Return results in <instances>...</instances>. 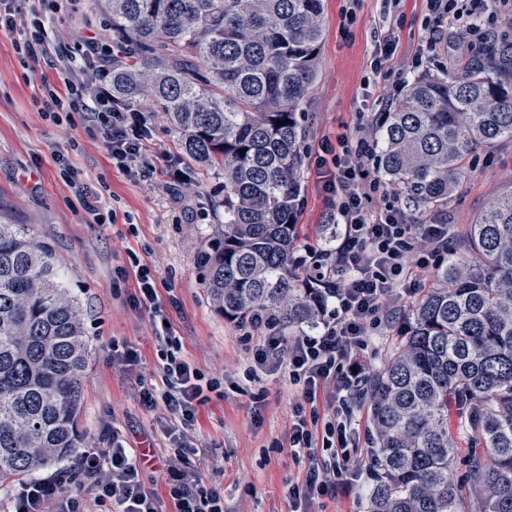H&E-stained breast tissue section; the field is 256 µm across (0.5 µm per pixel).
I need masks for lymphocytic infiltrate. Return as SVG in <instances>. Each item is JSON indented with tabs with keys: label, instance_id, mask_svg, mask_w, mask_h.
Here are the masks:
<instances>
[{
	"label": "lymphocytic infiltrate",
	"instance_id": "lymphocytic-infiltrate-1",
	"mask_svg": "<svg viewBox=\"0 0 512 512\" xmlns=\"http://www.w3.org/2000/svg\"><path fill=\"white\" fill-rule=\"evenodd\" d=\"M62 0H32L33 16L19 45L30 61L48 54L51 41L41 15L60 10ZM429 27L425 48L435 52L448 40L449 16L479 20L489 11V0H426ZM64 91H49L60 112L84 109L91 113L106 147L118 164L140 156L147 135L144 112L122 107L110 91L94 87L84 70L65 67L59 73ZM376 144L370 127L351 137L322 142L317 175L327 197L330 216L342 224L335 251H312L303 267L310 277L329 282L314 330L285 338L270 317L239 320L245 334L261 333L252 350L255 368L281 373L298 393L288 436V449L305 461L302 484L288 488L290 512H313L322 498H338L354 475L358 451L357 415L362 407L363 374L359 367L372 337L391 330L404 298L428 282L434 269L448 257L453 241L446 222L415 223L407 205L384 186L375 166ZM139 306L153 314L161 343L159 357L166 389L147 388V408L165 403L176 422L192 425L197 411L220 378L205 377L182 353L173 336L155 278L148 266H138ZM332 392L333 417L319 420L312 412L320 395ZM331 453L330 459L317 454ZM188 448H172L163 460L170 475L168 494L174 512H224V496L204 484ZM143 459L127 447L120 431H113L108 448H85L75 463L51 478H33L20 484L15 512H92L111 505L113 512H163L162 503L141 479Z\"/></svg>",
	"mask_w": 512,
	"mask_h": 512
}]
</instances>
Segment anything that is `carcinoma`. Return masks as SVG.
Listing matches in <instances>:
<instances>
[{
    "instance_id": "obj_1",
    "label": "carcinoma",
    "mask_w": 512,
    "mask_h": 512,
    "mask_svg": "<svg viewBox=\"0 0 512 512\" xmlns=\"http://www.w3.org/2000/svg\"><path fill=\"white\" fill-rule=\"evenodd\" d=\"M123 59L112 94L163 104L180 146L224 173V231L200 253L224 316L261 312L314 328L326 293L301 275L297 215L306 130L299 109L325 35L322 0H92ZM289 123L276 124V121ZM377 166L417 214L448 206L470 161L512 140V31L442 75L415 78L376 119ZM87 363L83 310L51 248L0 222V484L32 477L81 447ZM374 450L368 512H512V193L468 225L460 252L368 376ZM483 449L455 466L448 408Z\"/></svg>"
}]
</instances>
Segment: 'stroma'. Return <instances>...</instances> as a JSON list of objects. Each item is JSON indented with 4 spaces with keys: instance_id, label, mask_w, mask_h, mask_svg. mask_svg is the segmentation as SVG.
Instances as JSON below:
<instances>
[{
    "instance_id": "1",
    "label": "stroma",
    "mask_w": 512,
    "mask_h": 512,
    "mask_svg": "<svg viewBox=\"0 0 512 512\" xmlns=\"http://www.w3.org/2000/svg\"><path fill=\"white\" fill-rule=\"evenodd\" d=\"M326 34L314 85L302 104L306 129L302 206L298 212L300 248L337 246L339 236L324 228L327 212L314 172L322 137L353 133L357 114L383 98H397L418 73L442 74L459 58L448 49L413 68L426 35L423 0H323ZM54 36L51 55L34 68H22L16 35L0 31V220L25 224L48 244L67 276V288L85 311L89 344L87 379L80 409L82 445L108 448L113 429L129 447L164 455L171 446L165 406L147 409L142 389L162 387L157 340L151 316L133 306L137 281L131 257L154 267L160 296L175 294L168 309L172 331L183 342L188 361L207 376L224 380L200 406L195 426L186 432L195 448L206 485L224 494V512H289L288 482L303 480L304 463L286 450L296 397L281 374L250 378L252 342L224 318L205 287L206 272L197 257L220 230L216 214L224 198V177L199 171L180 148V133L162 106L144 111L150 132L143 152L155 171L142 177L138 161L119 169L86 111L45 117L37 101L43 81H56L65 62L82 65V38L102 36L111 45L105 16L89 0H69L49 16ZM394 32L396 66H370L378 34ZM72 170L70 181L60 164ZM96 190L112 210L108 224H93L83 209L82 188ZM512 190V143L480 152L471 162L456 195L448 202L455 240L502 193ZM138 350L140 362L126 366L112 356L113 341ZM360 446L365 454L358 478L323 512H367L370 487L368 415L360 413Z\"/></svg>"
}]
</instances>
